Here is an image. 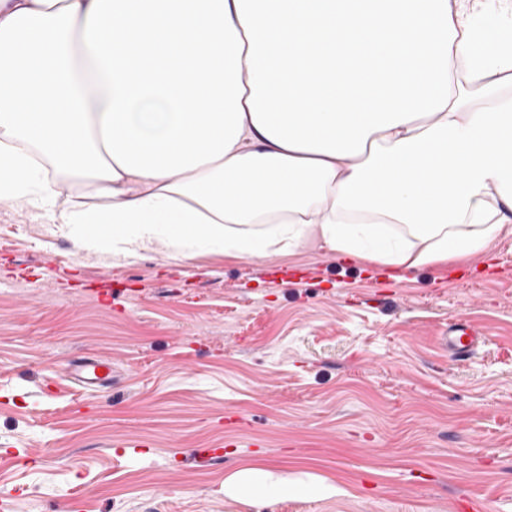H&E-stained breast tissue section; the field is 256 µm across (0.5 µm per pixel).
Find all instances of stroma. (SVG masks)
<instances>
[{
  "instance_id": "stroma-1",
  "label": "stroma",
  "mask_w": 512,
  "mask_h": 512,
  "mask_svg": "<svg viewBox=\"0 0 512 512\" xmlns=\"http://www.w3.org/2000/svg\"><path fill=\"white\" fill-rule=\"evenodd\" d=\"M92 354L111 389L58 379ZM249 465L337 492L225 495ZM1 484L10 512H512V235L399 281L315 245L118 265L0 203ZM484 332L476 325L463 320L448 322L439 338L442 349L449 351L457 360L471 358L475 349L485 342Z\"/></svg>"
}]
</instances>
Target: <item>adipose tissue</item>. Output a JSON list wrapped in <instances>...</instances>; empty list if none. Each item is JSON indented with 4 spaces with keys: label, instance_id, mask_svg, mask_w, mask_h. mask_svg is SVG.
Wrapping results in <instances>:
<instances>
[{
    "label": "adipose tissue",
    "instance_id": "obj_1",
    "mask_svg": "<svg viewBox=\"0 0 512 512\" xmlns=\"http://www.w3.org/2000/svg\"><path fill=\"white\" fill-rule=\"evenodd\" d=\"M62 176L92 204L56 211ZM0 202L116 262L312 241L398 281L488 252L512 234V0H0Z\"/></svg>",
    "mask_w": 512,
    "mask_h": 512
}]
</instances>
